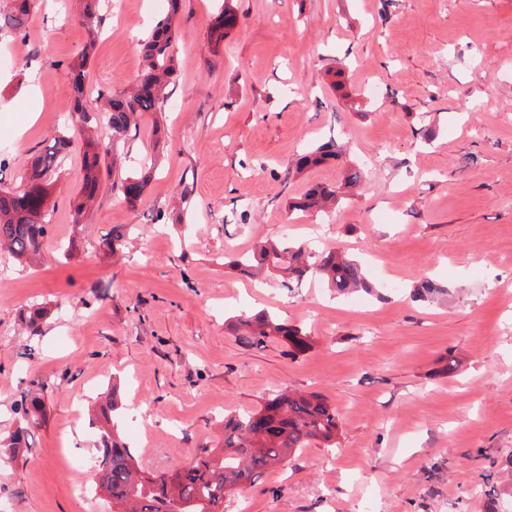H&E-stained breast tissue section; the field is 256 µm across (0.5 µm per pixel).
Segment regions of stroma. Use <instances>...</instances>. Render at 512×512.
Returning a JSON list of instances; mask_svg holds the SVG:
<instances>
[{
    "mask_svg": "<svg viewBox=\"0 0 512 512\" xmlns=\"http://www.w3.org/2000/svg\"><path fill=\"white\" fill-rule=\"evenodd\" d=\"M232 5L237 24L216 46L215 0L181 2L162 118L145 116L119 147L121 172L155 164L144 201L107 182L73 223L74 140L39 255L0 252V438L29 390L43 401L32 448L14 460L0 447V499L10 512H112L74 489L107 390L147 472L184 468L219 447L225 415L294 390L335 408V447L301 449L224 512H512V0ZM76 8L35 0L24 37L0 30V52L24 44L0 68L5 186L21 187L25 159L73 107L67 65L87 40ZM167 10L110 0L86 103L135 85L141 42ZM329 140L335 163L297 170ZM352 167L360 182L331 212L289 211ZM156 210L165 229L146 218ZM116 232L127 245L114 251ZM283 236L358 258L373 293L290 290L222 261ZM426 277L447 294L412 301ZM34 302L45 318L30 330L21 313ZM262 309L301 325L311 349L292 358L280 342L245 349L225 335V318ZM450 354L462 372H443Z\"/></svg>",
    "mask_w": 512,
    "mask_h": 512,
    "instance_id": "stroma-1",
    "label": "stroma"
}]
</instances>
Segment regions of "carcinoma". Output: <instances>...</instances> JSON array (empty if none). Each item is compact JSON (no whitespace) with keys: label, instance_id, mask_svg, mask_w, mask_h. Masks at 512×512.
I'll list each match as a JSON object with an SVG mask.
<instances>
[{"label":"carcinoma","instance_id":"obj_1","mask_svg":"<svg viewBox=\"0 0 512 512\" xmlns=\"http://www.w3.org/2000/svg\"><path fill=\"white\" fill-rule=\"evenodd\" d=\"M3 24L23 35L26 32L32 0H10ZM170 16L160 20L142 44L143 68L135 87L127 94L109 95L89 107L82 101V80L88 67L102 23L100 0H82L79 15L88 41L70 64L76 97L72 124L31 155L26 162L25 184L20 190H0V246L21 261L40 252L50 225L42 221L51 195L47 177L56 172L75 133L87 138L82 179L74 198V223H81L85 208L94 200L102 182L114 176L119 155L116 145L147 113L164 110L169 86L174 81L177 60L173 54V16L180 0H169ZM237 16L224 4L214 18L210 40H224V31L236 26ZM103 125L111 133L106 145L94 138L93 129ZM340 147L327 143L298 159L297 168L319 167L336 160ZM147 174H130L120 179L125 201L132 207L143 202L148 188ZM339 188L312 185L305 194L288 202L291 211L323 209L338 202ZM224 265L241 274L275 276L286 288L305 276L317 275L338 292L373 290L361 263L339 251L327 248L318 254L303 242L266 240L247 253L227 254ZM447 292L446 286L424 278L413 286L417 301H430ZM234 341L246 349L262 348L276 339L286 352L298 356L312 347V339L296 324L282 322L268 312L241 313L225 323ZM42 409L40 394L34 393L14 407L15 424L0 446L17 453L29 445L31 425ZM117 404L101 411L104 423L101 448L95 460L98 486L112 499L120 512H224V498L251 487L267 470L280 465L298 449L312 443L334 445L339 429L336 410L315 394L280 392L260 408L224 420V446L200 448L191 466L172 473L146 474L135 462L131 450L117 436V423L111 413Z\"/></svg>","mask_w":512,"mask_h":512}]
</instances>
